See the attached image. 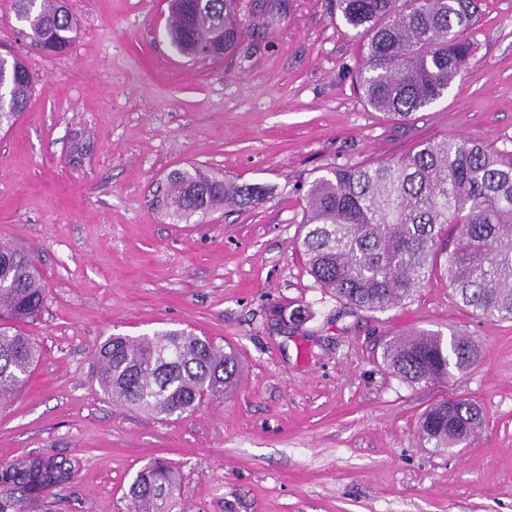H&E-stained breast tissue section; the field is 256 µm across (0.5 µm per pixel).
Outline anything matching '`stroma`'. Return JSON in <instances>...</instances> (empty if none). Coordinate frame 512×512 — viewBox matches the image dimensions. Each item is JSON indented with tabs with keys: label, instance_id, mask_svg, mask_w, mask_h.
Returning <instances> with one entry per match:
<instances>
[{
	"label": "stroma",
	"instance_id": "35a3bbf8",
	"mask_svg": "<svg viewBox=\"0 0 512 512\" xmlns=\"http://www.w3.org/2000/svg\"><path fill=\"white\" fill-rule=\"evenodd\" d=\"M478 5L468 66L401 123L358 91L364 40L331 0H241L242 40L218 61L173 50L169 0H69L76 38L52 57L0 0V55L34 75L23 118L0 130V244L32 256L48 293L23 327L40 358L0 410V465L74 469L30 512H128L153 458L177 467L183 512H512V321H485L440 275L401 305L349 310L315 288L298 245L308 185L331 167L447 137L512 153V0ZM190 167L266 193L171 223L157 187ZM286 304L309 306L301 332L272 322ZM161 329L233 347L239 383L178 419L113 403L91 377L95 346ZM419 329L467 333L476 363L402 382L383 348ZM449 396L485 422L442 450L418 421Z\"/></svg>",
	"mask_w": 512,
	"mask_h": 512
}]
</instances>
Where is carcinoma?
<instances>
[{"instance_id":"cac0c4a2","label":"carcinoma","mask_w":512,"mask_h":512,"mask_svg":"<svg viewBox=\"0 0 512 512\" xmlns=\"http://www.w3.org/2000/svg\"><path fill=\"white\" fill-rule=\"evenodd\" d=\"M342 21L367 37L357 81L368 104L406 119L440 99L467 65L464 33L477 0H336ZM21 36L45 54L66 52L75 21L61 0H13ZM239 0H170L166 34L175 51L215 60L238 42ZM33 75L18 56L0 58V128L23 115ZM254 192L198 168L175 169L165 181L167 215L189 224L218 206L242 205ZM299 248L314 283L354 309L384 310L411 299L437 274L462 304L493 323L512 321V154L469 140L444 138L411 154L361 166H336L310 182ZM47 300L31 257L0 245V407L8 405L39 358L21 327ZM274 321L298 329L306 311L272 309ZM478 357L471 336L421 330L386 344L387 370L409 385L445 382ZM93 378L112 400L164 419L224 399L237 381V357L210 340L167 329L111 336L95 346ZM482 425L472 402L443 399L419 420L436 448L467 443ZM71 465L51 456L0 469V512H26L28 495L69 482ZM130 512H178L173 467L153 461L129 485Z\"/></svg>"}]
</instances>
